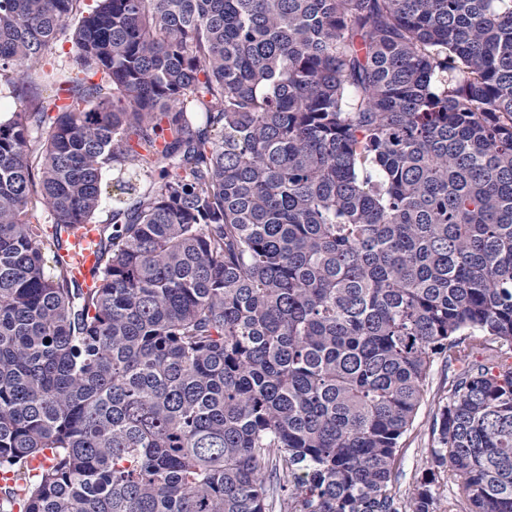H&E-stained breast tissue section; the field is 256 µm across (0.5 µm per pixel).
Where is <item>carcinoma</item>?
<instances>
[{
	"label": "carcinoma",
	"mask_w": 512,
	"mask_h": 512,
	"mask_svg": "<svg viewBox=\"0 0 512 512\" xmlns=\"http://www.w3.org/2000/svg\"><path fill=\"white\" fill-rule=\"evenodd\" d=\"M0 82V508L436 512L441 361L435 466L512 512V0H0ZM123 178L124 180H131L133 183H138V179L135 176H132L131 174L125 173L123 175H119L117 172L112 171V169L106 170L103 174V187H104V200L102 204V209L100 210L99 214L97 215V221L98 224H105L106 220L108 219V216L110 212L112 211V207L115 206L116 201L115 199H125V195H119L118 191H115V188L113 187V183L117 180V178ZM118 195V196H116ZM79 228L74 237H71V250L68 252V260L74 266L73 273L81 288H90L92 280L89 271L97 263L96 248L93 246L98 240L95 230ZM455 374V367L438 362L434 365L429 379L428 391L417 413L415 421L406 434L398 463L393 470L392 482L405 497L412 491L415 482L429 469H435L438 489V511L448 512V498L453 504L465 503V495L458 485L448 488L446 474L437 470L432 456V423L437 410L436 394L443 386H448ZM458 501V502H456Z\"/></svg>",
	"instance_id": "cac0c4a2"
}]
</instances>
